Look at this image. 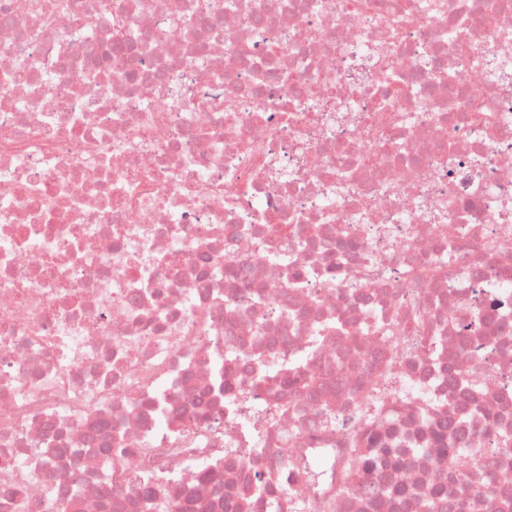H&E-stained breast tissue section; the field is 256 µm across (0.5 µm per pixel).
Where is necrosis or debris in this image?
Masks as SVG:
<instances>
[{
	"instance_id": "1",
	"label": "necrosis or debris",
	"mask_w": 512,
	"mask_h": 512,
	"mask_svg": "<svg viewBox=\"0 0 512 512\" xmlns=\"http://www.w3.org/2000/svg\"><path fill=\"white\" fill-rule=\"evenodd\" d=\"M506 440L512 0H0V512H504Z\"/></svg>"
}]
</instances>
